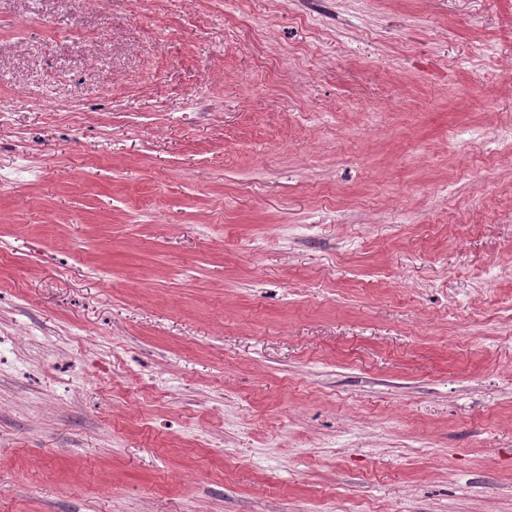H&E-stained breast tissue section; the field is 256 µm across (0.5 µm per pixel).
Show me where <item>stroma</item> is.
Instances as JSON below:
<instances>
[{
  "label": "stroma",
  "mask_w": 512,
  "mask_h": 512,
  "mask_svg": "<svg viewBox=\"0 0 512 512\" xmlns=\"http://www.w3.org/2000/svg\"><path fill=\"white\" fill-rule=\"evenodd\" d=\"M324 5L0 0V512H512V0Z\"/></svg>",
  "instance_id": "35a3bbf8"
}]
</instances>
